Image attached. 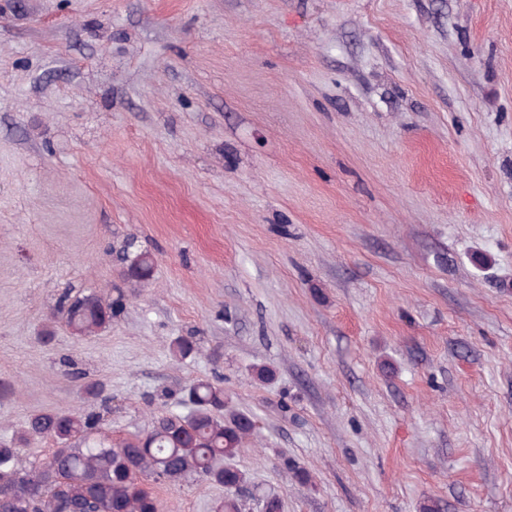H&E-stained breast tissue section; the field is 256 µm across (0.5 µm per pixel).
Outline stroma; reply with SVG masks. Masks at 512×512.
<instances>
[{
	"label": "stroma",
	"instance_id": "stroma-1",
	"mask_svg": "<svg viewBox=\"0 0 512 512\" xmlns=\"http://www.w3.org/2000/svg\"><path fill=\"white\" fill-rule=\"evenodd\" d=\"M217 376L247 504L512 512V0H0V442ZM154 265L153 256L148 252L141 251L129 259L126 273L133 280L144 281L152 276ZM56 307L74 335L89 334L112 323V302L106 303L94 292L75 296L66 292L58 298Z\"/></svg>",
	"mask_w": 512,
	"mask_h": 512
}]
</instances>
